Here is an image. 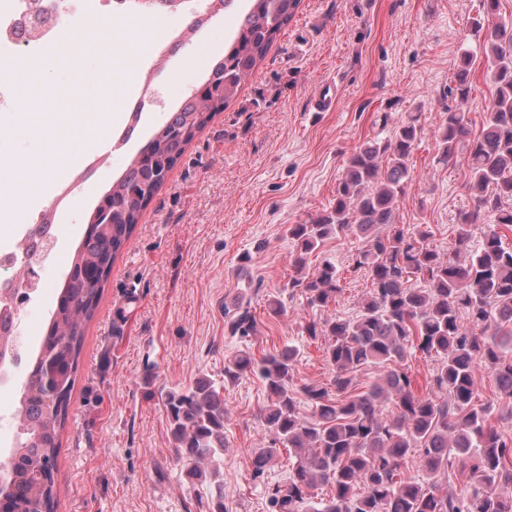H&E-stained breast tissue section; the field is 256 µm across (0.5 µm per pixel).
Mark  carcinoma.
<instances>
[{
  "mask_svg": "<svg viewBox=\"0 0 512 512\" xmlns=\"http://www.w3.org/2000/svg\"><path fill=\"white\" fill-rule=\"evenodd\" d=\"M235 37L212 63L199 90L220 97L203 106L193 94L161 125L98 203L112 213L110 224H89L74 253L73 282L64 284L39 349L27 355L26 381L15 410L17 435L10 455L17 476L9 496L24 512H55L53 471L68 418L85 326L98 307L117 252L140 213L164 183L187 145L225 108L296 15L301 0H248ZM500 0H483L471 22L494 86L480 132L462 107L473 91V55L462 52L448 108L437 129V161L465 155V188L471 206L459 212L453 249L443 258L431 246L427 224L411 228L396 220L398 199L410 179L409 160L421 133L411 115L387 139L365 142L347 158L331 210L309 224H293L296 245L289 287L307 306L322 310L343 291L342 274L329 262L304 274L310 255L333 237L362 239L353 271L370 289L352 318L310 320L305 331L323 338L335 375L328 386L305 385L297 397L293 378L301 349L288 344L257 359L240 350L224 360V381L256 376L268 402L260 418L272 435L254 450V474L285 450L292 460L288 480L267 488L268 512H512V437L489 422L488 407L475 404L473 370L484 366L502 395L512 397V247L501 229L512 230V19L499 17ZM144 103L129 113L118 138L134 134ZM495 215L476 252L468 250L471 228ZM231 333L241 339L256 331L249 303L224 308ZM435 361L431 393L411 390L410 359ZM380 370L365 391L356 376ZM174 447L189 463L188 477L204 482L224 454V386L200 378L186 391L166 394ZM304 402L311 416L298 409ZM392 404L391 414L383 406ZM419 453L421 476L400 477L404 460ZM462 482L441 491L435 476L451 462ZM329 489L327 498L314 491Z\"/></svg>",
  "mask_w": 512,
  "mask_h": 512,
  "instance_id": "1",
  "label": "carcinoma"
}]
</instances>
